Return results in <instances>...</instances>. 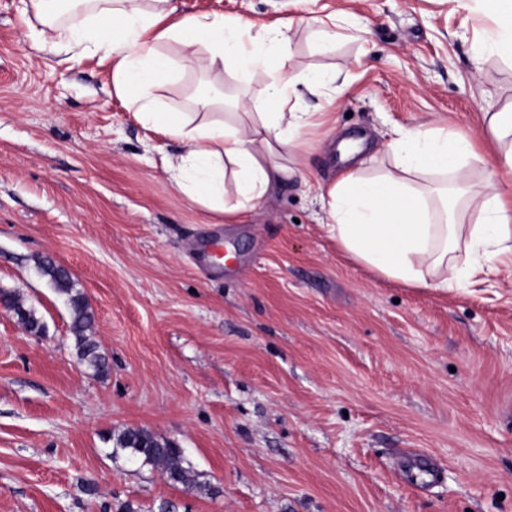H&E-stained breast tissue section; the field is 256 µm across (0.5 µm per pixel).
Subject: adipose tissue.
I'll list each match as a JSON object with an SVG mask.
<instances>
[{"instance_id":"1","label":"adipose tissue","mask_w":512,"mask_h":512,"mask_svg":"<svg viewBox=\"0 0 512 512\" xmlns=\"http://www.w3.org/2000/svg\"><path fill=\"white\" fill-rule=\"evenodd\" d=\"M39 20L29 36L40 47L72 55L94 53L112 62V88L128 98L139 119L180 141L165 157L173 188L189 201L233 217L255 206L288 170L278 159L309 125L297 88L319 95V80L288 75L292 23L277 20L252 33L248 20L180 14L177 0H84L79 19L60 21L53 0H23ZM490 24L483 50L512 59V0H461ZM207 57H199V48ZM239 62L245 83L266 82L275 109L248 120L196 119L165 107L157 91L174 66L223 74L227 59ZM489 134L502 145L495 165L475 175L481 154L474 139L435 123L399 128L388 147L390 169L368 174L349 165L337 181L319 186L327 201L323 219L340 248L379 277L411 288L448 289L459 276L496 271L512 258V107L487 115ZM233 175L237 201L227 205L224 178ZM449 178L466 196L473 223H454L447 196L425 178Z\"/></svg>"}]
</instances>
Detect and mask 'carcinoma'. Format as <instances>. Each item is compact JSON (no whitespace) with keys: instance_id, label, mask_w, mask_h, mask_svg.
I'll use <instances>...</instances> for the list:
<instances>
[{"instance_id":"carcinoma-1","label":"carcinoma","mask_w":512,"mask_h":512,"mask_svg":"<svg viewBox=\"0 0 512 512\" xmlns=\"http://www.w3.org/2000/svg\"><path fill=\"white\" fill-rule=\"evenodd\" d=\"M39 268L49 277L56 290L67 296V304L72 316L77 357L79 361L91 369L97 376H105L109 372L106 357L100 352L97 342L88 335L95 322V316L83 294L72 288L71 275L48 259L39 260ZM3 300L23 318L24 328L32 333H40L43 325L32 310L24 308L14 294L0 290V301ZM116 446L129 453L134 460H139L159 471L160 476L169 484L180 485L201 494L210 495L214 489L205 481L198 479L190 469L184 466L183 450L169 441H161L147 430L128 428L115 438Z\"/></svg>"}]
</instances>
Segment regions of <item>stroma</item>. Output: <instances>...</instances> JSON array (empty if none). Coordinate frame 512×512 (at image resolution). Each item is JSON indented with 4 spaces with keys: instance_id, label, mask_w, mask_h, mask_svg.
Wrapping results in <instances>:
<instances>
[{
    "instance_id": "obj_1",
    "label": "stroma",
    "mask_w": 512,
    "mask_h": 512,
    "mask_svg": "<svg viewBox=\"0 0 512 512\" xmlns=\"http://www.w3.org/2000/svg\"><path fill=\"white\" fill-rule=\"evenodd\" d=\"M185 12L279 19L351 15L362 40L318 53L289 32L299 73L348 74L274 184L234 223L177 194L99 56L62 63L32 44L21 0H0V289L46 327L0 310V512H512V265L448 290L409 288L350 262L317 222L315 183L366 140L382 169L396 127L441 120L498 145L484 115L512 103V61L473 45L458 0H182ZM219 81L180 71L158 94L180 112ZM221 227L230 257L190 249ZM69 269L95 315L107 377L80 364L70 311L36 260ZM142 428L182 448L214 489L165 482L116 450ZM431 456L438 481L406 467ZM98 496H88L86 484ZM1 300L5 301L7 303V305L13 311H15L16 313H19L22 316L23 322L14 313L18 319V322L22 326H24L25 329H27L28 331H30L32 333L41 334L44 326L42 325L40 319L36 316L34 311L25 309L23 304L21 303V301L18 299V297L16 295L11 294L10 292L0 290V307H3L5 309L9 310L8 308H6L4 306V304L1 302ZM9 311H11V310H9ZM28 331H27V333H29Z\"/></svg>"
}]
</instances>
